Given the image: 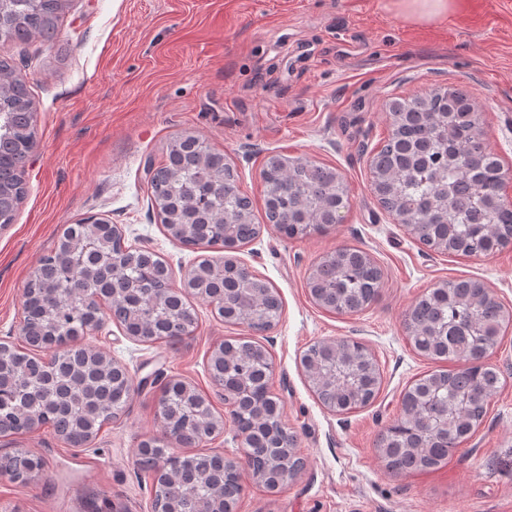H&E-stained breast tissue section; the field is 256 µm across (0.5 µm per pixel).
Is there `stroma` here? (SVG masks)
Masks as SVG:
<instances>
[{
  "mask_svg": "<svg viewBox=\"0 0 512 512\" xmlns=\"http://www.w3.org/2000/svg\"><path fill=\"white\" fill-rule=\"evenodd\" d=\"M1 56L31 93L37 142L29 193L0 229V340L20 344L31 272L84 217L120 227L176 281L200 254L221 259V249L171 239L151 205L146 169L160 165L175 136L224 152L256 218L264 216L260 172L275 153L336 168L348 208L325 232L289 238L267 228L238 251L282 300L264 336L224 322L198 298L194 332L172 346L136 341L109 319L87 334L84 344L141 388L86 447L45 426L0 436V456L22 449L42 461L28 480L0 475V512H154L153 479L136 456L141 441L166 439L152 379L183 381L224 415L208 365L227 339L268 350L270 390L306 463L274 492L241 469L234 512H512V326L489 358L501 390L447 464L396 475L376 450L414 380L460 367L413 348L404 320L414 301L437 283L476 278L512 310V247L489 258L430 250L380 207L369 174L391 130L388 97L411 101L448 85L473 95L483 139L512 171V0H455L442 23L406 21L389 0H67L54 41L0 42ZM339 248L366 251L383 272L362 312L332 313L309 297L310 271ZM342 339L373 355L382 385L371 404L339 414L318 400L300 359L314 343Z\"/></svg>",
  "mask_w": 512,
  "mask_h": 512,
  "instance_id": "35a3bbf8",
  "label": "stroma"
}]
</instances>
